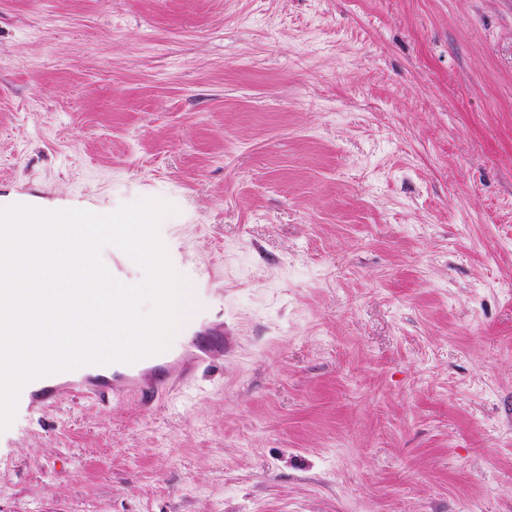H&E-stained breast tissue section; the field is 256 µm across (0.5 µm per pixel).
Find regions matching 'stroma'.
Returning <instances> with one entry per match:
<instances>
[{"instance_id": "1", "label": "stroma", "mask_w": 512, "mask_h": 512, "mask_svg": "<svg viewBox=\"0 0 512 512\" xmlns=\"http://www.w3.org/2000/svg\"><path fill=\"white\" fill-rule=\"evenodd\" d=\"M141 198L230 346L0 512H512V0H0V207Z\"/></svg>"}]
</instances>
